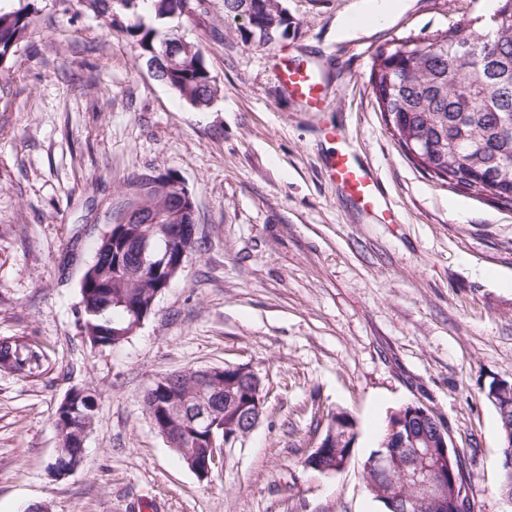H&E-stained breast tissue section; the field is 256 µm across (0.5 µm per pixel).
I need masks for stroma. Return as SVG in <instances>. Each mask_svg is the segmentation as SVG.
Wrapping results in <instances>:
<instances>
[{
  "instance_id": "obj_1",
  "label": "stroma",
  "mask_w": 512,
  "mask_h": 512,
  "mask_svg": "<svg viewBox=\"0 0 512 512\" xmlns=\"http://www.w3.org/2000/svg\"><path fill=\"white\" fill-rule=\"evenodd\" d=\"M490 0H285L270 47L227 30L224 0L180 20L218 94L204 111L156 81L122 28L76 0L31 11L0 68V336L46 353L0 372V512H381L362 477L388 411L421 402L466 449L474 512H512L496 491L498 416L484 389L512 379V209L448 188L402 153L378 111L376 50L484 14ZM315 56L336 111L278 89L276 57ZM345 132L378 172L394 224L349 211L327 181L320 127ZM173 173L198 243L125 341L91 347L80 279L135 177ZM247 364L263 381L257 427L208 478L177 460L142 398L187 368ZM74 387L99 401L80 467L55 475V412ZM358 435L344 470L303 461L336 410Z\"/></svg>"
}]
</instances>
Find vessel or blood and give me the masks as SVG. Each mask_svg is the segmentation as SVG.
Here are the masks:
<instances>
[{
    "instance_id": "obj_1",
    "label": "vessel or blood",
    "mask_w": 512,
    "mask_h": 512,
    "mask_svg": "<svg viewBox=\"0 0 512 512\" xmlns=\"http://www.w3.org/2000/svg\"><path fill=\"white\" fill-rule=\"evenodd\" d=\"M275 78L280 90L288 98L300 102L306 111L329 109L330 102L316 59L281 61L275 70ZM321 133L330 146L323 161L324 171L342 198L355 211L395 222L396 214L381 192L377 172L362 160L358 149L347 138L343 125L324 126Z\"/></svg>"
}]
</instances>
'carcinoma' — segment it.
<instances>
[{
  "label": "carcinoma",
  "instance_id": "obj_1",
  "mask_svg": "<svg viewBox=\"0 0 512 512\" xmlns=\"http://www.w3.org/2000/svg\"><path fill=\"white\" fill-rule=\"evenodd\" d=\"M135 22L125 34L141 54H149L169 31L163 23L172 18L167 0H150L154 22L138 20L133 0H78L97 16H112L114 3ZM499 5L485 27L477 21L437 30L427 38L411 35L392 41L376 52L370 80L380 112L404 154L431 177L449 188L476 198L488 199L512 209V0ZM30 26L27 8L5 11L0 8V66L25 38ZM240 35L268 46L272 38L288 30V9L275 12L270 0H252L241 25ZM183 63L168 77L166 86L191 107L203 111L217 94V87L202 49L186 41ZM422 150L411 153V146ZM146 181L135 179L130 203L157 218L152 224H127L119 232L109 228L99 239L93 260L80 280L82 305L81 332L93 347L121 343L150 314L165 289L184 271L175 263L182 252L192 254L196 241L188 239L181 224L159 217L166 211L165 193L160 181L175 175L149 172ZM151 237L160 252L147 267L135 262L133 238ZM45 352L22 336L0 337V372L35 374L43 365ZM219 423L234 427L236 409L224 404L222 394L231 391L240 401L246 391L236 386L229 373L217 384ZM201 393L196 373L185 370L159 378L143 397V409L169 434V448L180 461L183 449L193 448L200 455H212L207 443L192 437L180 415L181 402ZM98 410L95 391L71 389L56 410L55 427L70 459L79 461L80 437L92 430ZM501 438L512 428V395L495 406ZM427 467L454 472L458 486L471 484L464 470V449L449 451V457H436ZM366 488L383 510L387 502L415 491L411 474L398 463L390 479L381 481L363 466Z\"/></svg>",
  "mask_w": 512,
  "mask_h": 512
}]
</instances>
